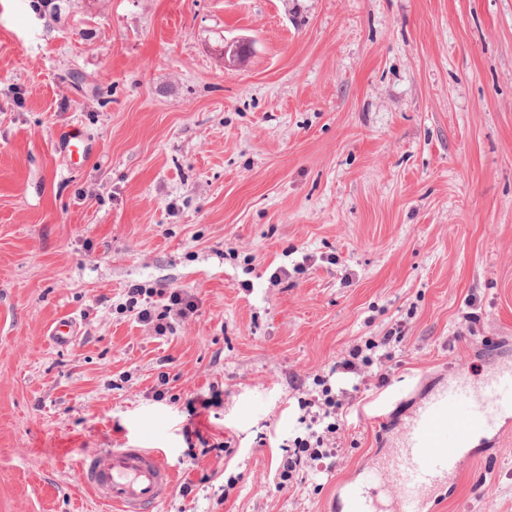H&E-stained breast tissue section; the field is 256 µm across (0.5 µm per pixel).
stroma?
<instances>
[{
  "mask_svg": "<svg viewBox=\"0 0 512 512\" xmlns=\"http://www.w3.org/2000/svg\"><path fill=\"white\" fill-rule=\"evenodd\" d=\"M134 286L196 310L155 335ZM394 327L332 468L276 491L314 376ZM500 359L512 0H0V512H100L75 462L135 442L176 470L161 512H330L374 406ZM435 506L512 512V425ZM59 149L61 154L70 161L77 157L79 161L73 162L75 165H79L90 157V148L85 141L83 132L76 126H70L69 130L59 139Z\"/></svg>",
  "mask_w": 512,
  "mask_h": 512,
  "instance_id": "1",
  "label": "stroma"
}]
</instances>
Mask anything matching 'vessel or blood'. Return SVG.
Instances as JSON below:
<instances>
[{"mask_svg":"<svg viewBox=\"0 0 512 512\" xmlns=\"http://www.w3.org/2000/svg\"><path fill=\"white\" fill-rule=\"evenodd\" d=\"M66 158L86 160L82 131L70 127L59 140ZM512 418V365H496L479 382L458 375L415 400L382 465L362 468L336 500V512H424L478 452L476 435L499 438ZM80 488L102 512H155L173 490L175 477L161 448H111L81 456ZM397 486H389V477Z\"/></svg>","mask_w":512,"mask_h":512,"instance_id":"1","label":"vessel or blood"}]
</instances>
